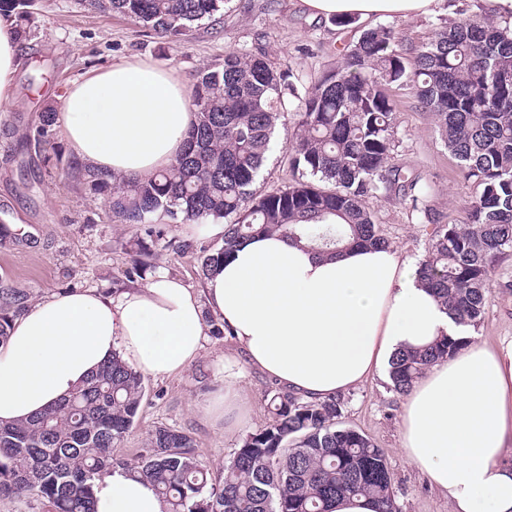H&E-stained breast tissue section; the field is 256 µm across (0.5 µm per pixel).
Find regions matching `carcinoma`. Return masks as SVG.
<instances>
[{"instance_id": "cac0c4a2", "label": "carcinoma", "mask_w": 512, "mask_h": 512, "mask_svg": "<svg viewBox=\"0 0 512 512\" xmlns=\"http://www.w3.org/2000/svg\"><path fill=\"white\" fill-rule=\"evenodd\" d=\"M226 0H107L105 7L163 37L181 38L216 20ZM33 0H0L27 33ZM407 70L394 29L364 30L337 70L299 94L289 75L262 53L224 56L222 67L197 76L195 124L181 154L149 177H120L66 164L112 215L138 228L125 246L127 280L156 269L155 249L195 254L206 277L240 240L279 234L305 238L331 255L349 247L386 245L366 199L395 189L412 211L426 214L418 177L390 165L395 107L387 86L408 81L437 119L448 150L474 185L467 224H437L418 266L457 324L481 319L496 266L512 258V24L486 15L442 27L413 50ZM296 117L288 156L294 183L260 194L276 127ZM57 112L45 110L36 143L50 144ZM175 223L224 220L217 245L167 239ZM29 307V294L0 282V343ZM468 345L441 336L424 350L396 353L391 390L407 394L433 365ZM143 377L119 355L67 399L22 423H0V495L35 498L50 512H96L95 488L115 467L151 482L166 512H330L341 497L363 498L373 512H398L383 449L340 421L343 400L310 401L290 391L267 393L271 420L246 435L224 476L212 477L195 456L192 437L160 425L133 463L112 448L134 425Z\"/></svg>"}]
</instances>
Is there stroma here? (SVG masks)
Here are the masks:
<instances>
[{
	"label": "stroma",
	"instance_id": "obj_1",
	"mask_svg": "<svg viewBox=\"0 0 512 512\" xmlns=\"http://www.w3.org/2000/svg\"><path fill=\"white\" fill-rule=\"evenodd\" d=\"M496 14L493 0H441L434 13L392 17L402 53L426 43L441 27L480 12ZM376 20L356 19L346 26L314 17L299 0H226L224 15L193 28L188 39L162 38L132 19L87 0H35L27 34L20 40L21 64L14 96L0 110V219L16 238L0 247V280L26 290L32 301L72 288L106 291L126 286L130 257L123 249L137 228L112 215L104 196L82 178L48 167L44 154L29 141L41 112L59 107L60 96L93 68L138 58L177 71L187 85L197 73L222 63L226 53L265 52L277 69L288 72L298 91L339 66L361 32ZM396 109L394 164L419 177L426 187L430 219L417 217L394 191L369 199L368 206L390 245L415 260L426 254L434 223L468 220L472 187L446 147L436 120L419 104L411 84L390 85ZM482 320L472 334L490 346L512 339V260L493 276ZM229 338L207 336L187 370L144 378V397L132 429L113 455L131 462L158 425L191 432L199 460L213 475L224 473L245 436L270 418L266 392L273 382L239 363L238 421L227 427L208 406L224 386L221 359ZM381 376L344 394L341 422L363 432L387 456L400 512H448L447 501L407 460L401 448L405 399Z\"/></svg>",
	"mask_w": 512,
	"mask_h": 512
}]
</instances>
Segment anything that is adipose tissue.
I'll return each instance as SVG.
<instances>
[{"label":"adipose tissue","instance_id":"1","mask_svg":"<svg viewBox=\"0 0 512 512\" xmlns=\"http://www.w3.org/2000/svg\"><path fill=\"white\" fill-rule=\"evenodd\" d=\"M317 17H406L439 0H300ZM20 47L0 14V108L13 95ZM62 135L86 167L149 176L170 166L194 123L174 70L124 60L88 71L63 96ZM393 246L330 257L281 235L241 241L194 290L166 270L130 290L61 292L32 305L0 345V422L25 421L69 395L113 355L135 370L188 368L222 321L238 358L288 391L324 400L374 380L391 355L464 328ZM402 449L448 501V512H512V342L469 343L432 366L407 395ZM96 512H165L154 487L117 468L100 482Z\"/></svg>","mask_w":512,"mask_h":512}]
</instances>
